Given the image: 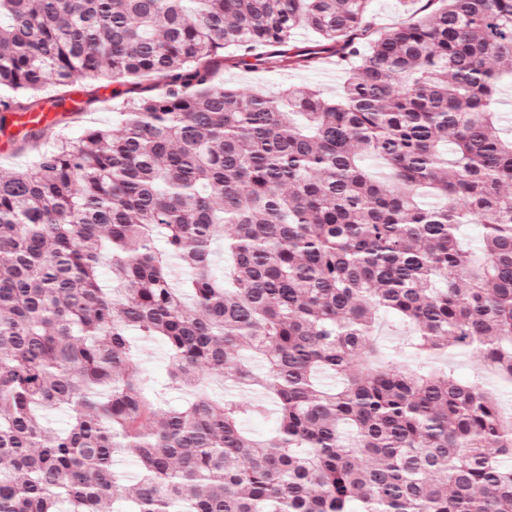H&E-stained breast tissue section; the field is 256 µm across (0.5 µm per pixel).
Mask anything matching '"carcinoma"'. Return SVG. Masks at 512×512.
<instances>
[{
    "label": "carcinoma",
    "mask_w": 512,
    "mask_h": 512,
    "mask_svg": "<svg viewBox=\"0 0 512 512\" xmlns=\"http://www.w3.org/2000/svg\"><path fill=\"white\" fill-rule=\"evenodd\" d=\"M415 1L378 32L371 0H0V112L166 80L0 176V512H512V414L420 363L477 349L512 380V0ZM259 49L349 77L337 97L216 82L224 52ZM383 313L405 345L377 341ZM133 330L191 401L148 396ZM212 377L262 399H216Z\"/></svg>",
    "instance_id": "obj_1"
}]
</instances>
